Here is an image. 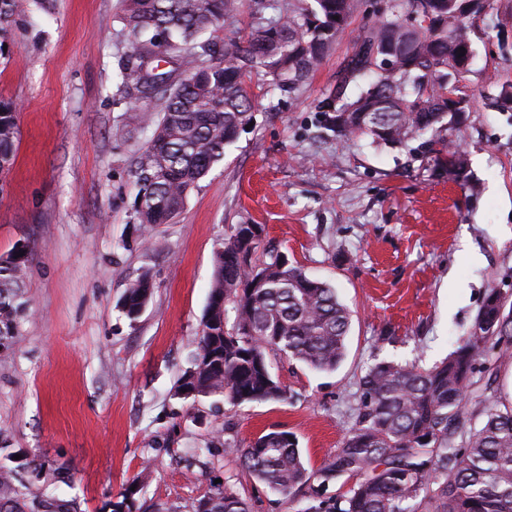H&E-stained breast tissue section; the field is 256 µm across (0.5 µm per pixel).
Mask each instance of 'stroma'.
I'll list each match as a JSON object with an SVG mask.
<instances>
[{
	"mask_svg": "<svg viewBox=\"0 0 512 512\" xmlns=\"http://www.w3.org/2000/svg\"><path fill=\"white\" fill-rule=\"evenodd\" d=\"M298 0H245L219 43L296 10ZM122 0H14L0 35V99L16 106L19 136L0 187V254L33 248L21 333L0 349V447L65 465L68 479H31L79 512L136 485L135 507L194 512L216 484L250 512H292L256 484L225 440L273 427L295 434L319 467L355 421L359 380L374 359H444L492 290L512 300V0H484L470 21L474 57L459 80L469 110L446 139L467 153L468 180L433 154L340 139L318 102L368 20L357 0L329 55L292 96L263 74L248 84L253 125L189 195L169 224L142 226L137 158L160 105L130 112L118 60ZM262 248L332 284L351 311L347 353L331 373L273 358L284 400L230 407L175 393L201 334L214 253L236 225ZM150 273L148 307L129 320L121 298ZM512 405V358L491 351L467 389L455 447L486 411Z\"/></svg>",
	"mask_w": 512,
	"mask_h": 512,
	"instance_id": "35a3bbf8",
	"label": "stroma"
}]
</instances>
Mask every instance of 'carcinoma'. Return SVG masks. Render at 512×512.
Instances as JSON below:
<instances>
[{"label":"carcinoma","mask_w":512,"mask_h":512,"mask_svg":"<svg viewBox=\"0 0 512 512\" xmlns=\"http://www.w3.org/2000/svg\"><path fill=\"white\" fill-rule=\"evenodd\" d=\"M239 0H123L121 22L131 51L121 60L127 96L161 100V113L139 155L135 197L139 223L168 224L189 192L224 159L225 147L251 120L252 70L269 86L296 93L330 52L353 12V0H311L300 12L262 24L243 43L198 41L232 23ZM422 10L432 25L408 30L402 14ZM470 0H394L379 19L357 29L336 85L319 101L324 127L338 138L407 147L444 144L442 132L461 122L448 111V77L458 45L470 41ZM392 57L383 69L373 53ZM16 108L0 100V174L16 157ZM448 170L466 173L464 151L448 149ZM252 225L239 224L214 253V278L197 352L177 381V394L195 400L221 397L235 407L277 402L286 390L270 355L318 372L336 370L346 355L351 314L330 283L314 279L273 251L257 255ZM22 256H17V253ZM31 245L0 255V347L11 344L26 311L23 284ZM144 274L131 282L122 306L139 317L153 297ZM489 292L456 348L429 367L377 359L360 379L354 424L342 445L318 468L307 467L298 441L270 430L245 446L225 444L256 481L288 500L302 493L301 512H512V406L491 408L466 446L452 440L465 415L463 394L478 362L495 349L512 354V308ZM27 469L60 479L64 467L33 458ZM343 494L326 495L342 479ZM25 474L0 464V512H76L73 501L28 497ZM195 512H250L230 488L206 496Z\"/></svg>","instance_id":"1"}]
</instances>
